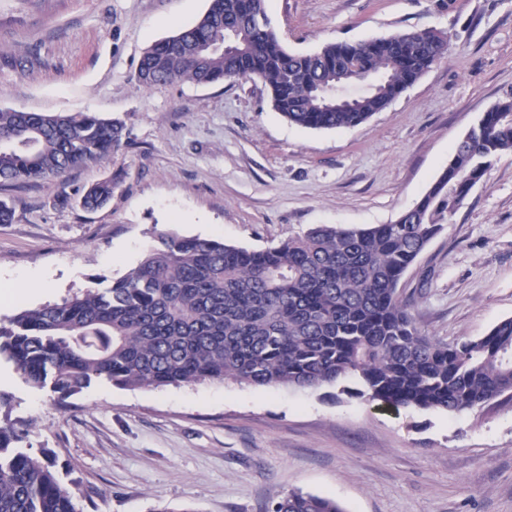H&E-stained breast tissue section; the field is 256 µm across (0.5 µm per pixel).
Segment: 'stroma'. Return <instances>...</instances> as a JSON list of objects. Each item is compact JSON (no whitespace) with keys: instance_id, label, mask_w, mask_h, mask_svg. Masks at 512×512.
<instances>
[{"instance_id":"stroma-1","label":"stroma","mask_w":512,"mask_h":512,"mask_svg":"<svg viewBox=\"0 0 512 512\" xmlns=\"http://www.w3.org/2000/svg\"><path fill=\"white\" fill-rule=\"evenodd\" d=\"M209 0H0V108L94 112L126 126L108 161L61 179L0 182V275L24 306L136 266L162 232L261 249L318 224H388L512 91V0H266L293 53L433 28L447 56L384 110L344 129L274 111L256 79L142 88L143 51ZM112 176L110 203L77 199ZM71 202L60 206L57 199ZM421 331L446 342L512 317V153L501 155L404 275ZM339 385L100 383L61 408L0 360L23 445L55 454L79 512H272L291 491L344 512H512V400L456 415L391 408Z\"/></svg>"}]
</instances>
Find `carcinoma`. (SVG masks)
<instances>
[{
  "label": "carcinoma",
  "mask_w": 512,
  "mask_h": 512,
  "mask_svg": "<svg viewBox=\"0 0 512 512\" xmlns=\"http://www.w3.org/2000/svg\"><path fill=\"white\" fill-rule=\"evenodd\" d=\"M244 0H210L193 26L143 52L138 82L215 84L253 78L289 123L356 126L384 110L448 55L435 29L334 42L312 54L288 51ZM238 49L224 50L229 32ZM366 91L336 102V91ZM124 124L96 113L0 109V182L62 178L108 159ZM512 152V94L495 102L453 154L484 174ZM465 173L441 172L390 224H321L276 246L252 250L217 239L161 233L142 261L104 287L0 319V358L61 405L96 382L122 388L231 381L318 387L354 379L358 395L387 406L452 414L512 399V318L486 335L448 343L423 334L399 283L464 203ZM116 182L84 192L86 210L105 206ZM16 422L0 421V512H76L48 452L17 446ZM272 512H344L334 500L291 492Z\"/></svg>",
  "instance_id": "obj_1"
}]
</instances>
